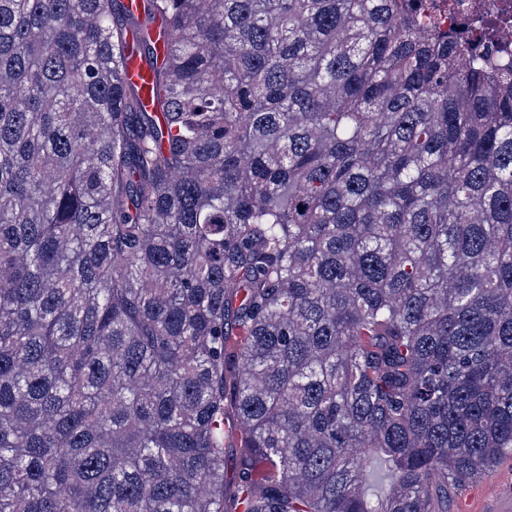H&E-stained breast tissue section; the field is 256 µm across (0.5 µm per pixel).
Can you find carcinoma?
<instances>
[{"label": "carcinoma", "instance_id": "1", "mask_svg": "<svg viewBox=\"0 0 512 512\" xmlns=\"http://www.w3.org/2000/svg\"><path fill=\"white\" fill-rule=\"evenodd\" d=\"M511 454L512 64L421 0H0V512H440ZM128 72L132 80L136 82L141 89H143L145 105L148 107V109H152V99L150 95H147V86L149 85L151 70L143 61L139 59V57H134L130 59L128 63Z\"/></svg>", "mask_w": 512, "mask_h": 512}]
</instances>
